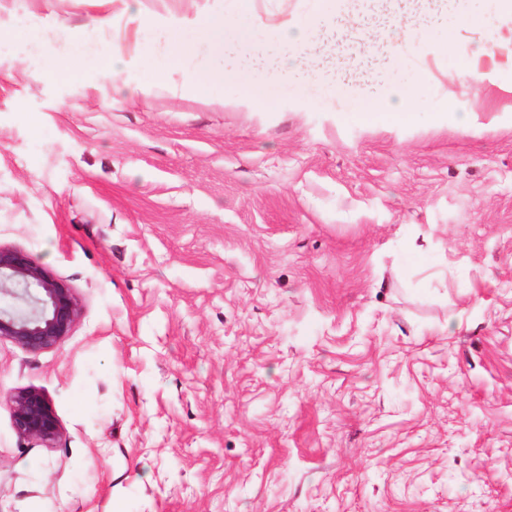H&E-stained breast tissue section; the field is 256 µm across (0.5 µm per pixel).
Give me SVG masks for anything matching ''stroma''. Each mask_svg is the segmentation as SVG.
Instances as JSON below:
<instances>
[{
  "label": "stroma",
  "mask_w": 512,
  "mask_h": 512,
  "mask_svg": "<svg viewBox=\"0 0 512 512\" xmlns=\"http://www.w3.org/2000/svg\"><path fill=\"white\" fill-rule=\"evenodd\" d=\"M309 4L255 0L268 56ZM230 7L0 0V245L83 304L61 347L0 339V512H512V47L478 86L440 51L401 69L394 20L288 81L202 45L134 89L141 20ZM98 21L103 56L122 49L109 82L1 39ZM359 53L373 92L425 72L471 128L346 121L332 87ZM223 70L272 107L189 93ZM24 387L52 403V447L14 431Z\"/></svg>",
  "instance_id": "stroma-1"
}]
</instances>
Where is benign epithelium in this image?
Returning <instances> with one entry per match:
<instances>
[{"label": "benign epithelium", "instance_id": "7a95c632", "mask_svg": "<svg viewBox=\"0 0 512 512\" xmlns=\"http://www.w3.org/2000/svg\"><path fill=\"white\" fill-rule=\"evenodd\" d=\"M0 338L29 352L62 346L80 322L79 297L48 269L24 252L0 245ZM19 438L45 446L54 444L62 427L46 395L33 387L18 388L6 397Z\"/></svg>", "mask_w": 512, "mask_h": 512}]
</instances>
